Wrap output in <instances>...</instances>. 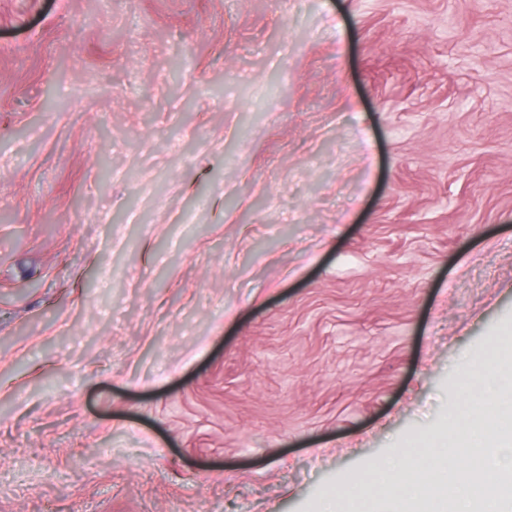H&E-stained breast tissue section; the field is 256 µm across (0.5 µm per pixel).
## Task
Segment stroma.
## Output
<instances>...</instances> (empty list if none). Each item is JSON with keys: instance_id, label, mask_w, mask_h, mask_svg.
Wrapping results in <instances>:
<instances>
[{"instance_id": "stroma-1", "label": "stroma", "mask_w": 512, "mask_h": 512, "mask_svg": "<svg viewBox=\"0 0 512 512\" xmlns=\"http://www.w3.org/2000/svg\"><path fill=\"white\" fill-rule=\"evenodd\" d=\"M512 337V0H0V512H318Z\"/></svg>"}]
</instances>
